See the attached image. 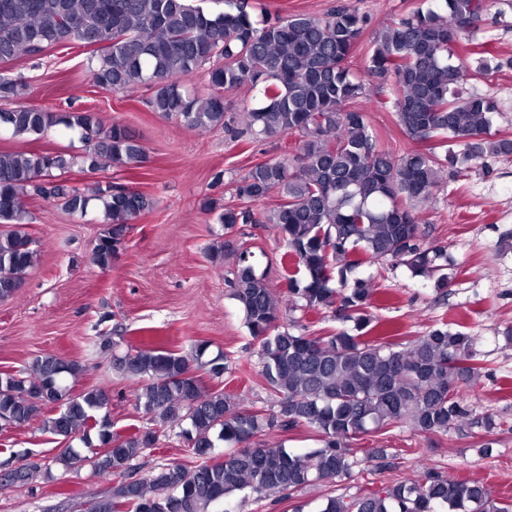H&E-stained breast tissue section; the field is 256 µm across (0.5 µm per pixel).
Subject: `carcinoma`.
Wrapping results in <instances>:
<instances>
[{
  "label": "carcinoma",
  "mask_w": 512,
  "mask_h": 512,
  "mask_svg": "<svg viewBox=\"0 0 512 512\" xmlns=\"http://www.w3.org/2000/svg\"><path fill=\"white\" fill-rule=\"evenodd\" d=\"M386 26L372 42L363 70L348 60L367 25L353 6L322 16L293 14L255 20L249 0H0V63L79 43L94 48L92 83L116 94L147 85L152 111L197 132L227 127L224 91L254 90L242 103L245 131L254 138L298 137L284 160L252 166L234 184L235 197L273 207L253 211L216 199L205 208L224 225V242L210 248L216 264L234 257L233 297L259 341L257 355L268 408L245 409V394L224 386L239 358L220 351L205 361L210 344L190 355L137 347L113 357L134 381V406L150 424L128 435L111 430L110 395L103 388L72 392L66 378L80 365L55 356L0 372V421L15 427L42 420V431L67 443L55 457L66 471L90 465L113 476L111 496L93 499L88 512H233L232 498L291 494L314 481L335 484L363 465L387 457L370 448L360 458L351 440L407 425L417 433L446 434L464 426L486 438L497 429L490 414L476 415L461 393L481 375L475 337L441 322L405 342L368 339L373 281L357 274L364 264L404 267L414 277L447 269L443 246L422 242L420 209L446 167L466 166L488 155H512V138L489 132L496 102L465 95V59L451 46L474 34L492 0H437ZM207 67L209 93L198 98L184 83ZM392 95L396 123L419 144L395 152L381 145L368 116L350 104L384 89ZM27 83L0 72V100L26 94ZM13 137L42 136L62 126L78 133L82 155L0 152V298L21 288L37 251L23 199H51L82 216L94 211L107 225L93 262L112 267L128 225L152 211L153 197L121 184L89 194L59 179L81 164L108 161L137 168L144 148L120 122L106 127L96 112H50L18 106L0 111ZM239 224H264L292 258L288 310L331 313L342 328L309 331L280 323L281 310L254 254L229 234ZM206 367L217 385L201 386L194 371ZM188 427H182V424ZM195 464L159 463L145 478L137 461L174 428ZM309 428L321 446L295 453L280 444L252 445L259 433ZM88 457L70 445L92 446ZM39 465L9 474L25 484ZM319 512H512L478 482L430 473L421 483L395 482L358 497L330 495Z\"/></svg>",
  "instance_id": "obj_1"
}]
</instances>
